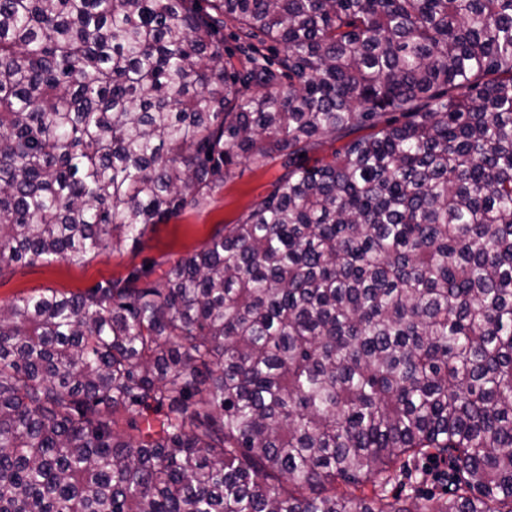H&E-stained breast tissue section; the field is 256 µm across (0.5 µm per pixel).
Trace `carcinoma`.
<instances>
[{
	"instance_id": "1",
	"label": "carcinoma",
	"mask_w": 512,
	"mask_h": 512,
	"mask_svg": "<svg viewBox=\"0 0 512 512\" xmlns=\"http://www.w3.org/2000/svg\"><path fill=\"white\" fill-rule=\"evenodd\" d=\"M206 2L0 0V275L282 168L0 305V512H512V0ZM281 172L279 160L263 167L243 161L207 203L155 224L135 247L128 245L113 253L108 248L81 265L55 260L16 267L12 274L0 278V303L46 289L84 292L99 282L125 276L145 262H172L199 250L224 224H234L248 206L268 195ZM432 458H416L406 461L404 470L400 473V477L389 487L392 494H400L405 498L406 494L411 496H429L442 494L447 488L452 471L448 463L437 461L440 469L448 470L450 473L448 482L435 481L426 473L427 469L432 465Z\"/></svg>"
}]
</instances>
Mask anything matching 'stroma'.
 <instances>
[{
  "instance_id": "1",
  "label": "stroma",
  "mask_w": 512,
  "mask_h": 512,
  "mask_svg": "<svg viewBox=\"0 0 512 512\" xmlns=\"http://www.w3.org/2000/svg\"><path fill=\"white\" fill-rule=\"evenodd\" d=\"M280 173L281 164L277 161L262 167L242 162L207 203L152 226L136 246L118 252L104 250L81 265L55 260L16 267L12 274L0 278V303L46 289L79 293L99 282L124 276L145 262L175 261L202 248L224 225L235 223L248 206L271 192ZM431 464L428 458L407 461L391 486L392 493L418 497L442 494L448 484L428 475Z\"/></svg>"
}]
</instances>
